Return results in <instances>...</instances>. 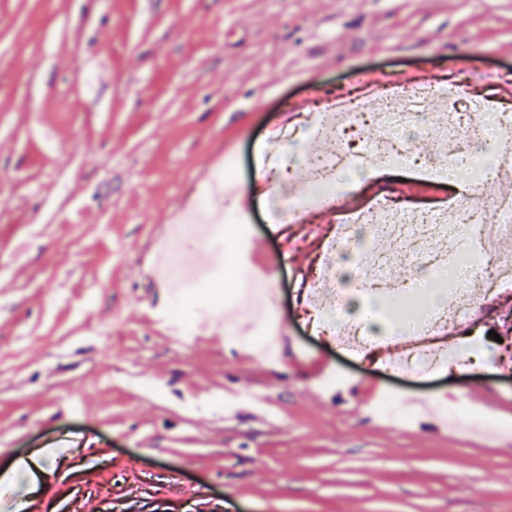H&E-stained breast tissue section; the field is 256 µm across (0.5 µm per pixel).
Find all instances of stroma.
I'll return each instance as SVG.
<instances>
[{
  "instance_id": "stroma-1",
  "label": "stroma",
  "mask_w": 512,
  "mask_h": 512,
  "mask_svg": "<svg viewBox=\"0 0 512 512\" xmlns=\"http://www.w3.org/2000/svg\"><path fill=\"white\" fill-rule=\"evenodd\" d=\"M430 72L512 110V0H0V485L15 512H512V305L489 365L394 373L300 304L335 212L276 224L253 194L290 104ZM248 200L246 226L225 212ZM204 280L155 284L167 233ZM427 305L442 271L392 268ZM178 310L185 338L156 324ZM283 324L284 355L259 346ZM233 315L235 337L222 322ZM260 391L266 402L242 400ZM390 390L421 411L378 416ZM474 410L449 426L445 411Z\"/></svg>"
}]
</instances>
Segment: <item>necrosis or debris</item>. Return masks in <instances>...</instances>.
I'll return each mask as SVG.
<instances>
[{"label": "necrosis or debris", "mask_w": 512, "mask_h": 512, "mask_svg": "<svg viewBox=\"0 0 512 512\" xmlns=\"http://www.w3.org/2000/svg\"><path fill=\"white\" fill-rule=\"evenodd\" d=\"M462 94L458 86H395L385 93L330 99L310 112L301 128L313 146L311 153L300 161L272 168L286 181L277 187L270 217L281 224L296 223L304 207L293 184L304 185L317 206L332 207L355 176L368 168H380L388 175L414 170L411 153L415 132L423 121L416 104L432 97L447 101L439 125L432 130L438 159L425 169L426 174L434 175L451 166L447 199L423 207L387 196L370 207L341 212L326 249L327 260L302 276L304 308L318 312L319 333L332 338L342 350L365 353L372 338L365 322L349 315L344 307L329 310L322 306L337 247L359 252L360 262L350 278L360 292L371 297L407 296L409 287L391 277V268L423 261L429 269H439L448 262L447 247L463 238L472 244L467 255L476 278L512 286V253L498 250L488 235L492 223L501 234L512 235V201L483 191L486 182L500 173L499 158L512 151V114L488 108L480 123L466 124L457 110ZM368 121L375 125L377 137L363 146L350 144L348 134ZM482 301L478 290L457 289L454 303L439 307L420 334L388 337L385 347L393 355L390 369L406 372L418 363L435 368L440 343L452 339L461 323L472 322Z\"/></svg>", "instance_id": "1"}]
</instances>
